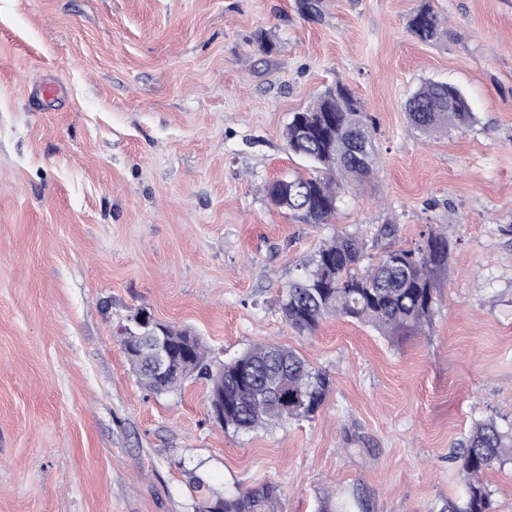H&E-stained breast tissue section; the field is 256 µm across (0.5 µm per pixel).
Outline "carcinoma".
Wrapping results in <instances>:
<instances>
[{"mask_svg":"<svg viewBox=\"0 0 512 512\" xmlns=\"http://www.w3.org/2000/svg\"><path fill=\"white\" fill-rule=\"evenodd\" d=\"M409 29L423 42L445 34L438 15L427 5L414 11ZM405 112L410 124L426 135L464 131L475 122L465 94L450 82H423L407 99ZM362 125L372 127L370 117L341 83L327 89L313 106L292 113L286 147L309 161L315 175L273 181L265 188L269 201L305 224L330 223L342 182L359 180L374 170L376 149L358 159L352 154V135ZM363 248L362 240L348 233L319 245L282 290L280 310L289 327L301 335L311 334L324 318L342 316L368 324L384 336H408L430 325L440 296V274L452 253L448 236L431 228L415 246L390 249L360 273ZM160 339L168 351L162 372L152 357ZM119 342L139 382L151 392L173 391L191 377L205 380L209 405L224 398V429L236 433L274 429L291 419L307 418L330 391L325 373L278 345L256 344L215 365L192 330L162 322L147 327L136 314L120 328ZM459 458L462 495L448 503V512H495L483 476L495 466L512 464V428L504 430L492 419L477 424ZM278 506L279 489L267 483L211 499L202 512H280Z\"/></svg>","mask_w":512,"mask_h":512,"instance_id":"obj_1","label":"carcinoma"}]
</instances>
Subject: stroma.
I'll return each mask as SVG.
<instances>
[{"mask_svg": "<svg viewBox=\"0 0 512 512\" xmlns=\"http://www.w3.org/2000/svg\"><path fill=\"white\" fill-rule=\"evenodd\" d=\"M420 2L309 19L298 0H0V512H200L266 482L284 512H448L459 444L512 425V0H428L434 43L408 29ZM426 79L464 91L471 128L408 122ZM338 82L378 167L304 224L264 188L310 174L284 132ZM431 225L454 249L429 328L285 326L281 292L322 241L357 235L366 268ZM141 308L216 363L294 349L329 375L325 404L235 433L203 381L148 392L116 338Z\"/></svg>", "mask_w": 512, "mask_h": 512, "instance_id": "stroma-1", "label": "stroma"}]
</instances>
